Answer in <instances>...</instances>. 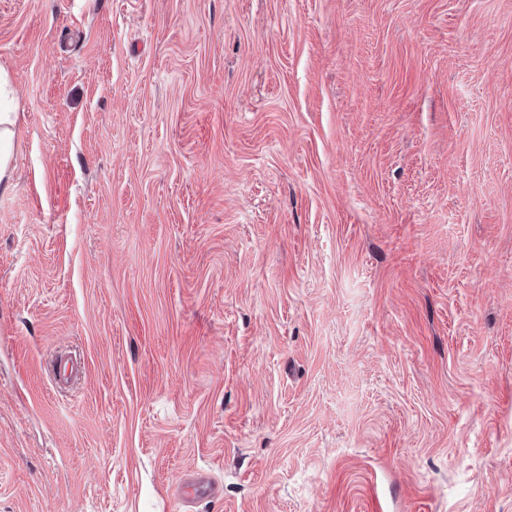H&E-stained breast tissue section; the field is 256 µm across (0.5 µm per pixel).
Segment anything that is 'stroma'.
Wrapping results in <instances>:
<instances>
[{"instance_id": "35a3bbf8", "label": "stroma", "mask_w": 512, "mask_h": 512, "mask_svg": "<svg viewBox=\"0 0 512 512\" xmlns=\"http://www.w3.org/2000/svg\"><path fill=\"white\" fill-rule=\"evenodd\" d=\"M0 70V512H512V0H0ZM12 85L7 73L0 71V189L10 186L12 142L15 136L16 112H8L2 103L12 97Z\"/></svg>"}]
</instances>
